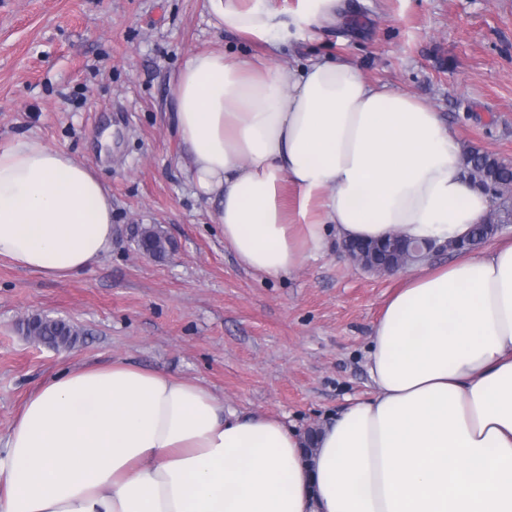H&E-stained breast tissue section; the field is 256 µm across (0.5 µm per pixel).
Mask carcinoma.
I'll list each match as a JSON object with an SVG mask.
<instances>
[{"instance_id":"1","label":"carcinoma","mask_w":512,"mask_h":512,"mask_svg":"<svg viewBox=\"0 0 512 512\" xmlns=\"http://www.w3.org/2000/svg\"><path fill=\"white\" fill-rule=\"evenodd\" d=\"M464 169L469 180L480 186H494L502 190L503 201L494 210L484 224L482 237L492 236L491 225L506 224L512 220V167L502 162L492 154L480 153L474 149L463 152ZM138 247L153 255L165 252V239L155 230H144L138 243ZM25 335L32 336L49 342L51 346H71L77 342L79 331L67 322H49L40 320L36 323H26Z\"/></svg>"}]
</instances>
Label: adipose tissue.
Instances as JSON below:
<instances>
[{
  "label": "adipose tissue",
  "instance_id": "ef3b65f1",
  "mask_svg": "<svg viewBox=\"0 0 512 512\" xmlns=\"http://www.w3.org/2000/svg\"><path fill=\"white\" fill-rule=\"evenodd\" d=\"M207 6L237 33L275 29L269 0ZM348 10L300 0L291 23L303 37ZM172 103L191 181L260 274L298 269L331 232L443 242L489 212L454 129L354 63L201 51ZM111 246L112 197L92 166L34 138L0 150V259L67 280ZM365 368L370 395L312 442L122 360L61 370L0 444V512H512V244L405 275Z\"/></svg>",
  "mask_w": 512,
  "mask_h": 512
}]
</instances>
